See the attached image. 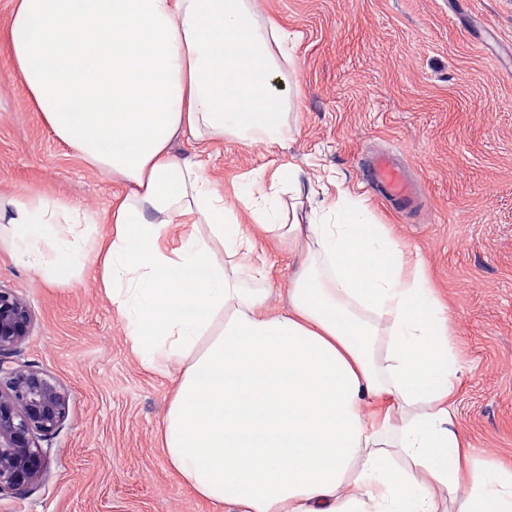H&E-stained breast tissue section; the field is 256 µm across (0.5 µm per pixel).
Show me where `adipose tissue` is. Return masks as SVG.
I'll return each instance as SVG.
<instances>
[{"label": "adipose tissue", "mask_w": 512, "mask_h": 512, "mask_svg": "<svg viewBox=\"0 0 512 512\" xmlns=\"http://www.w3.org/2000/svg\"><path fill=\"white\" fill-rule=\"evenodd\" d=\"M257 0H15L9 62L55 137L132 184L112 233L58 202L0 208V243L44 280L93 262L144 363L182 365L164 444L225 512H512V473L477 466L452 415L448 316L408 250L346 190L336 221L302 224L238 198L303 244L287 313L264 310L254 244L201 159L211 141L282 144L285 97ZM189 135L197 157L171 152Z\"/></svg>", "instance_id": "adipose-tissue-1"}]
</instances>
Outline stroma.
Returning <instances> with one entry per match:
<instances>
[{
	"label": "stroma",
	"mask_w": 512,
	"mask_h": 512,
	"mask_svg": "<svg viewBox=\"0 0 512 512\" xmlns=\"http://www.w3.org/2000/svg\"><path fill=\"white\" fill-rule=\"evenodd\" d=\"M288 33L290 136L284 145L209 147L208 173L239 223L255 195L293 164L302 196L282 193L300 223L334 216L344 184L376 223L422 263L446 306L459 385L454 422L479 465L512 466V0H257ZM0 36V204L30 196L68 203L108 235L112 201L129 192L61 144L8 63ZM392 152L420 183L406 216L367 191L362 158ZM271 312L288 309L300 268L284 242L255 234ZM0 286L33 317L10 359L67 396L65 417L37 439L44 473L0 494V512H224L170 464L164 419L179 363L156 371L132 349L92 263L51 284L0 244Z\"/></svg>",
	"instance_id": "stroma-1"
}]
</instances>
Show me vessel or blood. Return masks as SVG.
Returning <instances> with one entry per match:
<instances>
[{"label":"vessel or blood","mask_w":512,"mask_h":512,"mask_svg":"<svg viewBox=\"0 0 512 512\" xmlns=\"http://www.w3.org/2000/svg\"><path fill=\"white\" fill-rule=\"evenodd\" d=\"M360 175L365 185L393 208L407 213L420 209L422 199L417 185L390 155L381 153L366 159Z\"/></svg>","instance_id":"b4317fda"}]
</instances>
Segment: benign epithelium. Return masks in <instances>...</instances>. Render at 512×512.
Masks as SVG:
<instances>
[{"label": "benign epithelium", "mask_w": 512, "mask_h": 512, "mask_svg": "<svg viewBox=\"0 0 512 512\" xmlns=\"http://www.w3.org/2000/svg\"><path fill=\"white\" fill-rule=\"evenodd\" d=\"M32 323L21 299L0 287V493L24 488L42 474L44 457L35 439L53 432L65 415L66 395L50 378L5 358Z\"/></svg>", "instance_id": "obj_1"}]
</instances>
